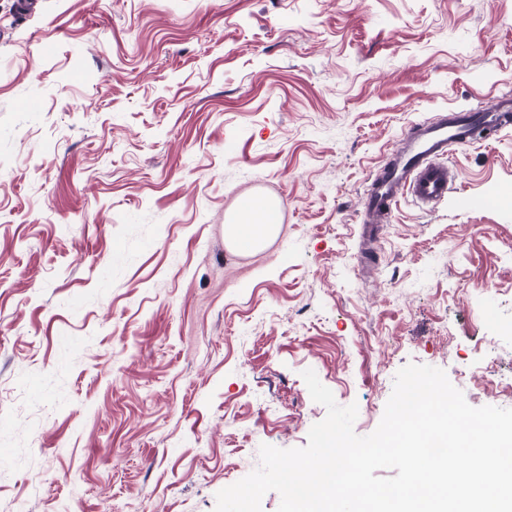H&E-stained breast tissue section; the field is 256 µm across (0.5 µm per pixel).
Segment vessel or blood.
Returning <instances> with one entry per match:
<instances>
[{"label":"vessel or blood","instance_id":"vessel-or-blood-1","mask_svg":"<svg viewBox=\"0 0 512 512\" xmlns=\"http://www.w3.org/2000/svg\"><path fill=\"white\" fill-rule=\"evenodd\" d=\"M512 121V97H499L481 112L445 113L442 120L417 124L399 141L391 159L375 176L363 206L367 223L386 222L404 195L429 205L445 199L452 176L441 159L448 145H469L477 132L502 131Z\"/></svg>","mask_w":512,"mask_h":512}]
</instances>
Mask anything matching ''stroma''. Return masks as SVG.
<instances>
[{
	"label": "stroma",
	"mask_w": 512,
	"mask_h": 512,
	"mask_svg": "<svg viewBox=\"0 0 512 512\" xmlns=\"http://www.w3.org/2000/svg\"><path fill=\"white\" fill-rule=\"evenodd\" d=\"M0 0V512H215L397 372L512 408V128L363 200L399 139L512 95V0ZM52 45L44 53V45ZM483 201L466 209L458 192ZM258 195L276 234L234 250Z\"/></svg>",
	"instance_id": "obj_1"
}]
</instances>
